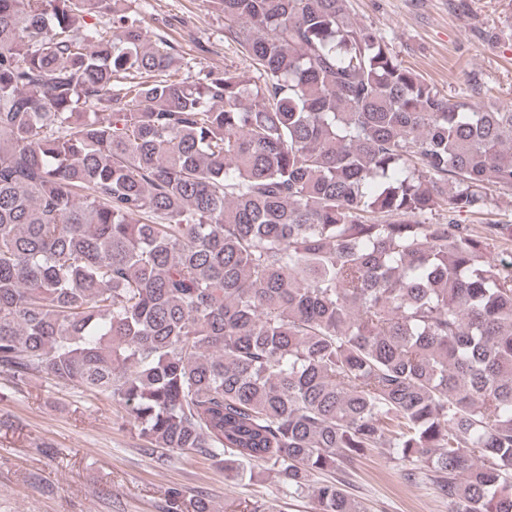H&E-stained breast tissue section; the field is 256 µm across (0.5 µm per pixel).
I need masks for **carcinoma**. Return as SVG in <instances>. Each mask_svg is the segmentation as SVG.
Here are the masks:
<instances>
[{"label":"carcinoma","instance_id":"obj_1","mask_svg":"<svg viewBox=\"0 0 512 512\" xmlns=\"http://www.w3.org/2000/svg\"><path fill=\"white\" fill-rule=\"evenodd\" d=\"M125 0H0V366L316 512L374 448L512 512V109L453 102L348 0H219L252 74L176 78Z\"/></svg>","mask_w":512,"mask_h":512}]
</instances>
